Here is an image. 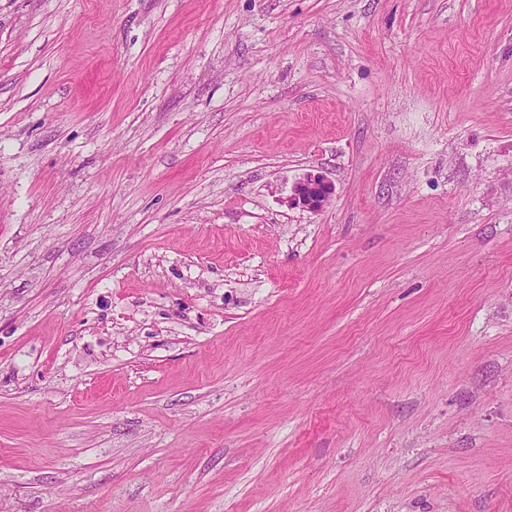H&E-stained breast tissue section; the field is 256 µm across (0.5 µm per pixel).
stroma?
<instances>
[{"instance_id": "stroma-1", "label": "stroma", "mask_w": 512, "mask_h": 512, "mask_svg": "<svg viewBox=\"0 0 512 512\" xmlns=\"http://www.w3.org/2000/svg\"><path fill=\"white\" fill-rule=\"evenodd\" d=\"M0 512H512V0H0ZM334 186L321 173L306 172L293 184L288 205L310 212H320L331 200Z\"/></svg>"}]
</instances>
